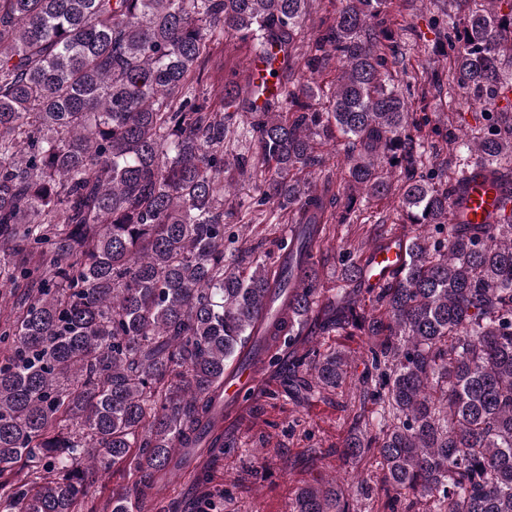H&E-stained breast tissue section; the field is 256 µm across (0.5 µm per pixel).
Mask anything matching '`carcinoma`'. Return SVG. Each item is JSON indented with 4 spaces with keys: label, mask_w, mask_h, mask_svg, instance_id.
I'll list each match as a JSON object with an SVG mask.
<instances>
[{
    "label": "carcinoma",
    "mask_w": 512,
    "mask_h": 512,
    "mask_svg": "<svg viewBox=\"0 0 512 512\" xmlns=\"http://www.w3.org/2000/svg\"><path fill=\"white\" fill-rule=\"evenodd\" d=\"M383 2L344 0L303 54L313 76L338 63L323 109L309 83L270 101L265 81L234 73L220 102L206 92L226 33L268 34L292 60L311 0H0V512H96V476L116 468L136 480L111 512H129L131 495L231 447L224 376L249 344L290 390L342 387L353 359L302 347L310 326L368 337L339 454L372 458L382 480H318L289 512H512V218L451 222L476 167L512 197V119L487 113L472 141L445 134L455 177L419 172L425 144L380 48ZM447 39L474 97L512 88L499 68L512 7L453 21ZM229 107L270 173L249 206L294 215L298 259L281 270L264 253L244 274L224 254ZM338 135L339 214L302 179L317 140ZM397 172L404 262L373 285L346 258L324 304L312 242Z\"/></svg>",
    "instance_id": "1"
}]
</instances>
